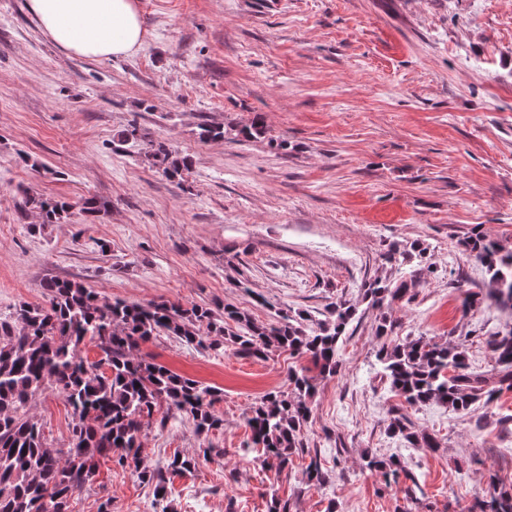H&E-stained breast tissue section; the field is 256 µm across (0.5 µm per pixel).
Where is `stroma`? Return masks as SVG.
I'll list each match as a JSON object with an SVG mask.
<instances>
[{
  "mask_svg": "<svg viewBox=\"0 0 512 512\" xmlns=\"http://www.w3.org/2000/svg\"><path fill=\"white\" fill-rule=\"evenodd\" d=\"M144 42L111 59L51 42L27 0H0V318L45 301L51 279L77 280L107 298L225 304L255 323L276 311L321 319L342 300L356 309L343 365L318 378L305 429L309 451L288 468L243 456L245 414L287 388L302 360L263 358L161 335L142 351L221 391V429L144 419L142 460L173 453L196 468L166 477L169 512H267L269 492L288 512H468L489 480L512 488V392L472 414L430 403L408 408L436 450L411 448L386 428L400 405L381 376L380 315L399 343L420 336L465 348L475 370L494 357L484 338L512 330V309L461 311L488 279L462 241L483 232L512 248V0H137ZM262 115L264 138L238 140ZM224 139H199L201 124ZM137 125L193 166L183 184L151 168L119 131ZM287 150L275 148L277 140ZM63 198L60 224L21 218L23 190ZM107 201L88 221L84 199ZM409 253L384 259L390 246ZM424 258H417V250ZM434 275L418 279L421 262ZM403 281V299L370 307L363 286ZM32 411L49 443L67 447L72 410L38 393ZM209 456H201V449ZM331 473L306 484L311 451ZM400 456L416 483L385 487L365 453ZM154 512L155 488L100 464L73 512Z\"/></svg>",
  "mask_w": 512,
  "mask_h": 512,
  "instance_id": "stroma-1",
  "label": "stroma"
}]
</instances>
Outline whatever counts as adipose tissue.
I'll use <instances>...</instances> for the list:
<instances>
[{"instance_id": "ef3b65f1", "label": "adipose tissue", "mask_w": 512, "mask_h": 512, "mask_svg": "<svg viewBox=\"0 0 512 512\" xmlns=\"http://www.w3.org/2000/svg\"><path fill=\"white\" fill-rule=\"evenodd\" d=\"M28 7L53 43L78 56L121 57L143 44L135 0H28Z\"/></svg>"}]
</instances>
